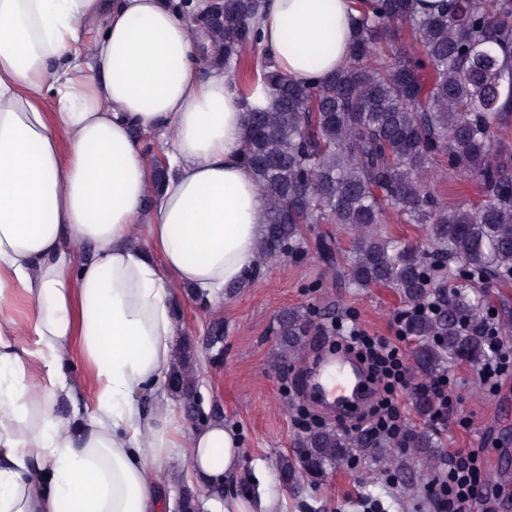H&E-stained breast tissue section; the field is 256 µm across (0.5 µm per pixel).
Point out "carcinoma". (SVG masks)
<instances>
[{
    "label": "carcinoma",
    "mask_w": 512,
    "mask_h": 512,
    "mask_svg": "<svg viewBox=\"0 0 512 512\" xmlns=\"http://www.w3.org/2000/svg\"><path fill=\"white\" fill-rule=\"evenodd\" d=\"M416 0H362L352 57L316 87L291 83L255 61L258 0H222L198 15L196 31L220 54L247 112L243 161L268 200L260 257L299 249L308 224L352 232L348 287L393 288L405 304L402 330L414 340L411 360L422 375L455 361L480 364L483 289L512 279V0H450L441 15H420ZM268 103L248 100L256 80ZM436 155L448 172L478 183L482 200L455 207L437 199L424 176ZM393 217L419 224L430 247L409 246L379 225ZM314 321L299 309L278 320L280 357L294 355ZM172 389L186 405L194 384L187 367ZM417 411L434 412L432 395H413ZM403 444L430 456L435 437L412 432ZM302 452L282 459L283 480L319 477L348 457L349 444L330 428L298 440Z\"/></svg>",
    "instance_id": "1"
}]
</instances>
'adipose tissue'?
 <instances>
[{
  "label": "adipose tissue",
  "mask_w": 512,
  "mask_h": 512,
  "mask_svg": "<svg viewBox=\"0 0 512 512\" xmlns=\"http://www.w3.org/2000/svg\"><path fill=\"white\" fill-rule=\"evenodd\" d=\"M357 16L355 0H268L261 45L315 86L348 60ZM202 45L180 0H0V512H163L155 471L178 451L223 488L213 512L277 510L228 490L238 435L188 425L167 387L176 287L214 301L249 278L265 233L238 86L220 66L200 76ZM139 131L163 141L160 186ZM76 348L97 389L82 418L56 411Z\"/></svg>",
  "instance_id": "1"
}]
</instances>
